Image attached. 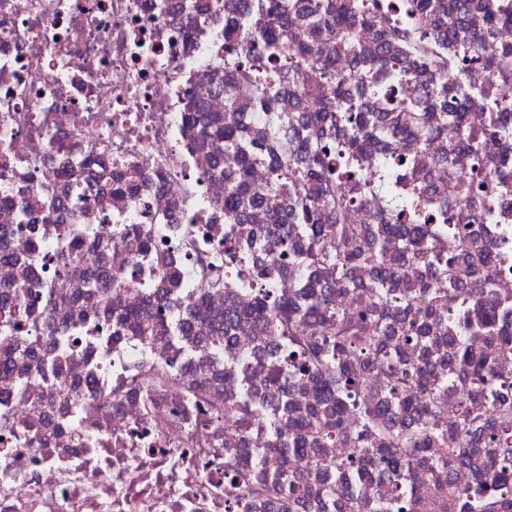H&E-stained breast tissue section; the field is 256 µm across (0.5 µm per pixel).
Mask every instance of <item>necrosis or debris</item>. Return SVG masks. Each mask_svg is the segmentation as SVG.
<instances>
[{"label":"necrosis or debris","mask_w":512,"mask_h":512,"mask_svg":"<svg viewBox=\"0 0 512 512\" xmlns=\"http://www.w3.org/2000/svg\"><path fill=\"white\" fill-rule=\"evenodd\" d=\"M224 3L0 0V245L13 254L0 263V307L36 286L54 289L48 301L29 297L24 333L0 329V364L10 366L0 371V512H279L276 500L234 483L236 469L253 464L287 469L298 512H374L393 494V477L374 464L366 492L327 501L321 488L351 449L312 441L285 454L288 418L271 426L262 419L284 399L297 416L323 410L320 393L307 377L271 383L269 341L258 325L225 329L227 315L253 311L264 284L287 297L310 284L330 289L338 310L363 311L375 323L393 324L401 312L378 302L369 283L342 289L332 268L300 274L309 244L299 233L288 250L253 249L248 267L266 280L236 285L228 257L239 244L224 216L235 166L220 126L235 125L252 154L255 202L241 225L261 236L277 234L290 215V199L269 187L273 163L304 142L333 147L354 131L335 120L297 127L290 138L278 132L277 121L322 111L317 59L284 73L267 114L228 111L224 31L242 17ZM382 42L378 28H360L359 54L338 65L350 88L364 89L369 111H381V95L414 102L444 79L435 64L403 81L373 74ZM511 46V24L484 33L475 60L463 57L461 42L449 43L464 84L494 93L467 100L472 118L512 101V68L495 78L484 65ZM411 122L410 113H389L387 135L365 143L361 179L338 177L353 200L343 223H396L373 191L391 159L403 195L419 194L424 223L449 216L482 225L496 257L484 269L459 261L466 298L449 309L481 306L491 295L512 299V132L486 125L475 149L464 150L451 126L434 140L401 138ZM66 240L73 254L61 266L55 256ZM91 280L97 292L88 291ZM435 280L427 254H408L393 286L420 306L423 284ZM182 319L190 322L184 336L166 340L168 324ZM142 325L152 327L153 343L139 341ZM225 332L231 346L213 356L210 342ZM447 349L437 333L401 358L429 360L433 383L453 378ZM452 392L482 400L456 380ZM249 402L262 404V414L245 417ZM442 420L445 441L464 457L439 470L434 450L419 455L407 512H466V494L493 462L455 411Z\"/></svg>","instance_id":"4bbe7bcc"}]
</instances>
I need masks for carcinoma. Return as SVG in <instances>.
Here are the masks:
<instances>
[{
  "mask_svg": "<svg viewBox=\"0 0 512 512\" xmlns=\"http://www.w3.org/2000/svg\"><path fill=\"white\" fill-rule=\"evenodd\" d=\"M441 10V24L448 26V37L472 24L468 8L456 0H437ZM307 10L315 14V36H288V10ZM403 12L412 17L415 38L392 55L382 54L377 60L378 69L393 79L420 75L425 65L439 62L442 56L427 41L432 34L434 17L432 0H405ZM245 19L242 26L224 31L225 63L235 71L238 80L248 82L255 91L253 108H265L275 92L280 72L288 67H298L315 56L322 48V37L338 36L336 43L343 52L355 54L359 45L353 29L359 25H374L382 31L386 42L402 41L400 31L391 25L389 17L378 10L376 0H279L275 5L268 0H248L242 5ZM257 41L256 54L249 60H239L233 52V42L240 36ZM322 73L325 85L334 86V97L322 112L301 115L288 119V131L294 130V121L310 126H319L339 112L344 121L356 128V134L344 149H332L311 143L304 146V155L299 158L283 157L273 166L272 187L284 190L293 196L296 222L311 244L304 259L308 269L328 265L336 269L338 283L357 285L360 274H369L373 295L386 304L395 306L406 314L400 322V336L396 337L392 349H387L383 336L370 332L365 327V317L337 310L330 300L323 299L308 308H302L295 298L278 295L271 288L262 289L256 309L258 318L271 338L284 343L286 349L273 357L271 380L279 379L283 367L292 363L298 375L312 378L319 385L324 400L335 412V419L314 416L297 417L291 426L296 435L288 442V449L299 451L306 447V439L318 437L328 444L350 442L357 448V455L349 457L344 467L358 483H363L365 465L371 461L384 460L396 474V496L377 505L378 512H403L408 507L409 483L412 481L414 459L418 452L431 447L442 432L441 414L448 411V383L443 382L423 390L425 400L423 414L412 429L398 428L386 419L389 407L405 411L410 405L412 391L423 383L426 368L404 364L397 350L402 344L419 341L431 332H448V356L459 378L469 380L475 388L482 390L483 403L479 407L465 402L456 403V412L461 422L489 439L492 447L512 436V401L500 394L501 388L512 387V382L491 379L485 361L477 356L468 344V337L480 332H489L496 322H505L512 316V301L492 299L489 301L485 320L474 321L467 314H458L444 319L442 312L448 292L455 287L452 273L456 263L466 253L484 265L492 262L491 253L479 245V227L461 224L450 229L437 224H379L374 233L361 242V232L349 224H323L322 213L329 208L340 213L353 203L350 198L336 192L333 174L355 173L357 157L365 146V139L384 130L383 118L372 121L365 105L346 91V81L336 70L335 59L324 57ZM465 101L474 92L465 89L458 78L443 80L429 87L424 111L418 114L417 131L406 129L403 134L414 137L423 134L434 137L438 123L449 121L465 128V137L459 142L462 149H473L476 132L470 130L471 117L459 109L456 112L435 114L432 109L447 105L448 94ZM224 139L235 157L238 175L229 185L224 196V211L229 217L250 203L248 194V167L251 155L248 148L235 133L231 125L224 127ZM377 201L392 209L404 211L413 205L409 198L393 194L385 182L377 190ZM336 231V254L323 255L315 249L316 242L326 232ZM448 236L447 247L432 256L431 263L439 272L438 280L430 285L433 304L411 314L413 304L405 294H398L388 287L398 272V259L388 254V245L393 238L424 239L436 234ZM291 239L288 231L277 236L252 238L245 242L241 261H246L249 251L255 246L269 250L288 248ZM322 318L331 321L329 334H308L306 320ZM375 359L389 377L388 396L390 406L372 408L362 399L360 377L352 362ZM353 413L357 431L350 435L343 427V416ZM512 459L504 456L500 466L487 473L484 482L469 493V512H501L512 496L509 472ZM241 486L257 495H273L280 501L281 512H293L294 504L286 493L287 475L284 472L269 474L252 470L240 474Z\"/></svg>",
  "mask_w": 512,
  "mask_h": 512,
  "instance_id": "1",
  "label": "carcinoma"
}]
</instances>
